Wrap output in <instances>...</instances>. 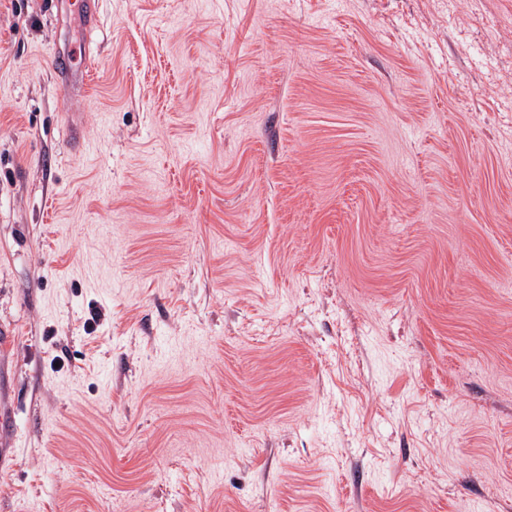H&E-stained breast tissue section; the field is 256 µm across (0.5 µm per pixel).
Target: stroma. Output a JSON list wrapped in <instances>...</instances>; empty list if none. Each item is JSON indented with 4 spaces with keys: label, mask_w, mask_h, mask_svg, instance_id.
<instances>
[{
    "label": "stroma",
    "mask_w": 512,
    "mask_h": 512,
    "mask_svg": "<svg viewBox=\"0 0 512 512\" xmlns=\"http://www.w3.org/2000/svg\"><path fill=\"white\" fill-rule=\"evenodd\" d=\"M103 12L0 0V512H512V0ZM74 3L78 6V14L85 33L89 34L99 29L101 24L100 0H80ZM52 73L60 87L71 97H84L89 92L93 66L89 55L85 54L79 63L65 53L51 56Z\"/></svg>",
    "instance_id": "1"
}]
</instances>
